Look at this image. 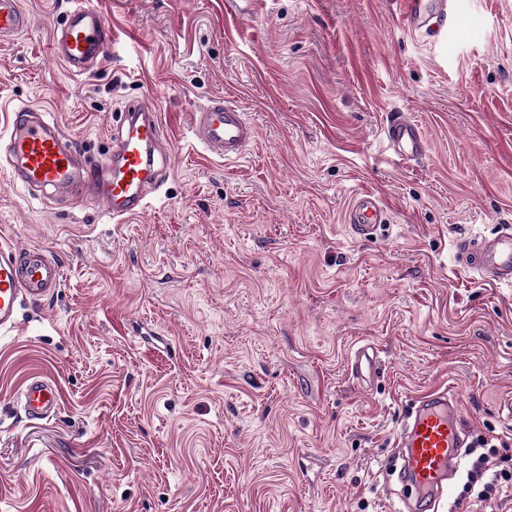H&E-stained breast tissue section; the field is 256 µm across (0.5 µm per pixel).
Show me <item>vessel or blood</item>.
<instances>
[{"label": "vessel or blood", "mask_w": 512, "mask_h": 512, "mask_svg": "<svg viewBox=\"0 0 512 512\" xmlns=\"http://www.w3.org/2000/svg\"><path fill=\"white\" fill-rule=\"evenodd\" d=\"M401 14L415 34L436 41L456 31L461 16L448 0H400ZM30 25L20 0H0V41L8 42ZM52 51L74 75L88 73L111 52L107 23L85 0H72L54 30ZM191 132L207 153L221 159L242 157L256 138V128L237 104L223 99L208 101L193 112ZM382 134L402 161L420 158L426 150L417 123L404 113H392ZM164 130L159 112L134 101L121 112L112 139V154L96 166L73 145L52 115L28 107L11 113L8 120L6 162L15 185L43 198H57L81 190L101 202L113 223L139 215L147 198L163 182L166 164L157 160ZM354 239H376L385 223L379 197L368 190L355 194L345 212ZM456 259L482 281L512 287V226L504 225L493 238L460 239ZM63 280V266L40 248H18L0 243V335L17 326L22 301L40 302L50 297ZM382 364L370 347L359 348L351 361L352 375L361 381L377 378ZM18 399L29 418L44 420L56 414L61 394L54 381L30 377ZM394 445L400 448L401 479L417 496L418 512H436L457 471V459L468 445L455 394L436 389L412 400Z\"/></svg>", "instance_id": "b4317fda"}]
</instances>
